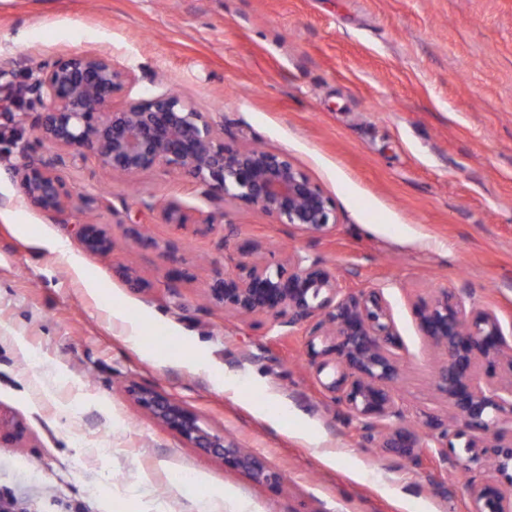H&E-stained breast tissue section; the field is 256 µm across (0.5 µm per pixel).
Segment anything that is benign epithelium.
Returning a JSON list of instances; mask_svg holds the SVG:
<instances>
[{
  "label": "benign epithelium",
  "instance_id": "benign-epithelium-1",
  "mask_svg": "<svg viewBox=\"0 0 512 512\" xmlns=\"http://www.w3.org/2000/svg\"><path fill=\"white\" fill-rule=\"evenodd\" d=\"M132 74L112 57L77 53L59 57L41 70L25 93L41 104L32 122L37 140L82 154L88 150L111 171L136 174L161 168L186 173L224 198L256 207L276 223L322 233L338 223L336 204L288 155L260 148H234L216 133L213 121L173 93L130 98L119 108L114 97L132 83ZM28 203L44 212L66 208L70 192L47 166L24 160L18 170ZM165 223L205 234L212 217L195 215L179 201L163 208ZM77 236L86 250L112 249L97 224L81 222ZM261 246L238 249L234 270L215 280L209 294L224 309L240 315H271L284 326L318 319L309 336L317 371L331 366L334 377L323 384L349 416L363 425L367 442L415 462L423 449L455 451L465 440L468 462L503 469L512 460V342L497 315L466 306L455 292L441 290L415 308L420 335L442 351L434 385L446 399L449 416L422 421L425 431L390 419L398 415L392 389L401 346L390 308L381 291H343L335 273L321 260L299 255L286 262L260 256ZM139 405L195 448L224 459L233 470L258 482L275 483L278 475L257 456L226 441L198 414L168 394L134 387ZM495 430L493 443L479 434ZM470 512H512V492L485 481L468 488Z\"/></svg>",
  "mask_w": 512,
  "mask_h": 512
}]
</instances>
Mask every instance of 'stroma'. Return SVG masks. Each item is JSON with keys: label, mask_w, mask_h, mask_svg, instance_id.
I'll return each mask as SVG.
<instances>
[{"label": "stroma", "mask_w": 512, "mask_h": 512, "mask_svg": "<svg viewBox=\"0 0 512 512\" xmlns=\"http://www.w3.org/2000/svg\"><path fill=\"white\" fill-rule=\"evenodd\" d=\"M108 52L128 97L172 92L227 144L287 154L335 201L312 234L160 169L106 172L93 154L36 140V100L12 94L57 57ZM51 164L71 207L30 206L22 151ZM111 237L83 248L90 198ZM170 200L214 215L206 235L166 224ZM380 289L400 336L404 422L447 411L418 299L447 288L512 329V0H0V500L13 512H190L176 476L206 474L251 512H469L467 488L506 470L422 469L366 446L323 390L306 342L207 298L245 241ZM132 268L147 283L131 289ZM141 346L128 343L127 321ZM24 342L26 353L16 344ZM207 350L220 378L187 367ZM151 386L276 471L259 484L162 426L129 393Z\"/></svg>", "instance_id": "obj_1"}]
</instances>
